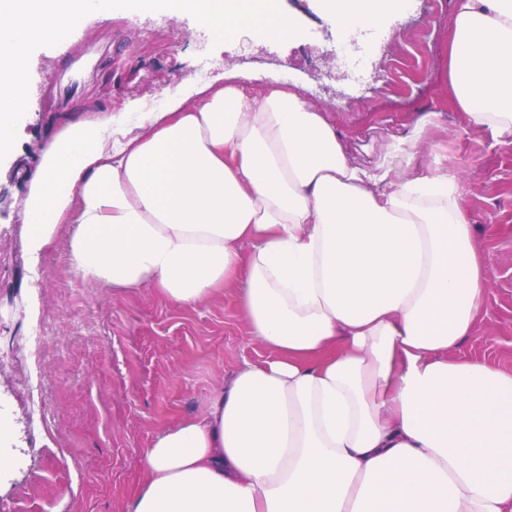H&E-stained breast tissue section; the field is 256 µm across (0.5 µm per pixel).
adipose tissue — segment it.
Segmentation results:
<instances>
[{"label":"adipose tissue","mask_w":512,"mask_h":512,"mask_svg":"<svg viewBox=\"0 0 512 512\" xmlns=\"http://www.w3.org/2000/svg\"><path fill=\"white\" fill-rule=\"evenodd\" d=\"M371 28L396 0H324ZM452 102L512 136V0H457ZM298 93L246 75L151 112L67 119L26 201L86 280L199 306L238 291L251 339L207 413L162 429L126 512H512V371L451 358L489 265L454 176L369 188Z\"/></svg>","instance_id":"obj_1"}]
</instances>
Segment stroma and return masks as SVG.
Here are the masks:
<instances>
[{"label": "stroma", "mask_w": 512, "mask_h": 512, "mask_svg": "<svg viewBox=\"0 0 512 512\" xmlns=\"http://www.w3.org/2000/svg\"><path fill=\"white\" fill-rule=\"evenodd\" d=\"M457 0H442L441 27L418 52L402 37L423 0H401L379 28L351 35L320 0H279L299 34H251L215 43L190 14L92 13L64 43L30 58L31 107L0 162V512H126L145 479L142 451L163 427L206 412L215 388L243 361L267 358L253 341L236 289L179 307L151 288L112 290L84 280L60 226L38 268L25 252L23 209L40 154L57 130L50 117L109 109L143 112L176 92L239 71L297 86L335 125L351 164L378 178L445 170L455 175L472 236L491 268L486 308L454 357L512 371V137L473 125L448 93V51ZM351 47L363 65L382 52L402 58L408 86L385 93L341 80L336 55ZM46 323V354L34 363L23 343ZM40 378L45 425L31 432L28 378Z\"/></svg>", "instance_id": "35a3bbf8"}]
</instances>
